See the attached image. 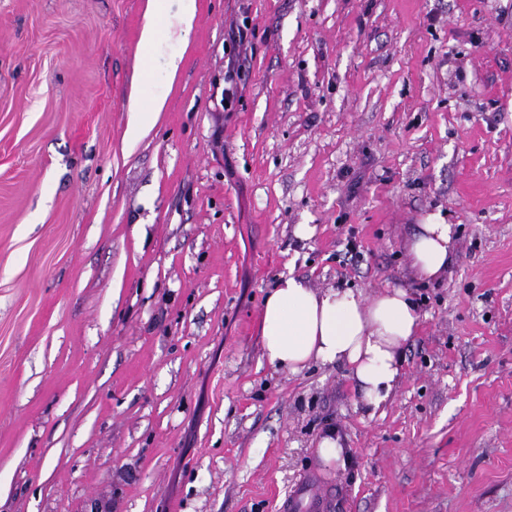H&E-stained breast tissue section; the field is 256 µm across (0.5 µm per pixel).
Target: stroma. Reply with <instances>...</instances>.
Returning a JSON list of instances; mask_svg holds the SVG:
<instances>
[{
	"instance_id": "35a3bbf8",
	"label": "stroma",
	"mask_w": 512,
	"mask_h": 512,
	"mask_svg": "<svg viewBox=\"0 0 512 512\" xmlns=\"http://www.w3.org/2000/svg\"><path fill=\"white\" fill-rule=\"evenodd\" d=\"M146 3L0 0V512H277L312 475L325 512H512V0H197L150 56ZM438 211L455 264L413 280ZM291 271L415 294L383 410L261 361ZM181 8L173 16H168L166 20L167 35L171 36L177 31L179 37H185L193 26L196 16L197 4L195 0H180ZM164 102L165 99L160 97L145 100L139 92L132 95L129 109L131 120L127 131L131 140L140 138L156 123L159 113L164 108ZM341 438L336 430H328L318 443L317 454L325 464H344V448L340 442Z\"/></svg>"
}]
</instances>
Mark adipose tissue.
Wrapping results in <instances>:
<instances>
[{
    "instance_id": "obj_1",
    "label": "adipose tissue",
    "mask_w": 512,
    "mask_h": 512,
    "mask_svg": "<svg viewBox=\"0 0 512 512\" xmlns=\"http://www.w3.org/2000/svg\"><path fill=\"white\" fill-rule=\"evenodd\" d=\"M164 0H147L141 32L154 48L162 34L187 35L196 0H181L173 16L163 17ZM455 227L441 213L429 214L405 243L409 269L417 279L447 275L454 258ZM421 324L418 303L405 288L363 295L351 288H316L305 277L282 276L259 314L261 358L271 368L296 375L310 365L346 366L360 402L375 413L396 392L404 353Z\"/></svg>"
}]
</instances>
